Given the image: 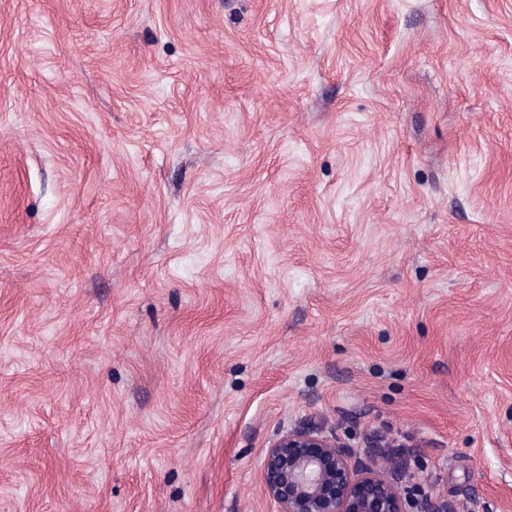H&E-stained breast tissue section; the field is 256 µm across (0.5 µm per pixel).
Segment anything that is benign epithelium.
Instances as JSON below:
<instances>
[{
    "mask_svg": "<svg viewBox=\"0 0 512 512\" xmlns=\"http://www.w3.org/2000/svg\"><path fill=\"white\" fill-rule=\"evenodd\" d=\"M265 494L279 512H448V503L418 505L403 497L389 470L397 459L367 463L334 433L307 426L279 435L260 464Z\"/></svg>",
    "mask_w": 512,
    "mask_h": 512,
    "instance_id": "benign-epithelium-1",
    "label": "benign epithelium"
}]
</instances>
